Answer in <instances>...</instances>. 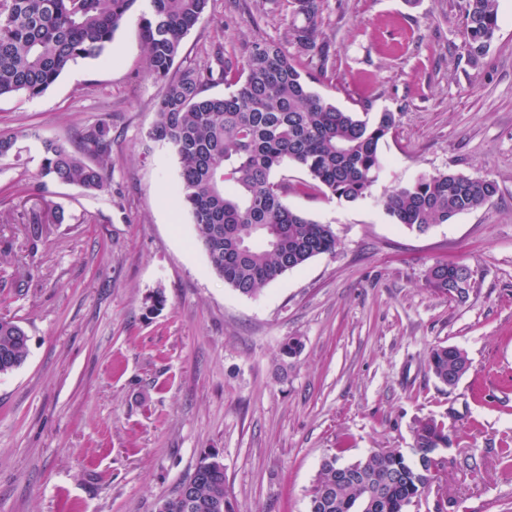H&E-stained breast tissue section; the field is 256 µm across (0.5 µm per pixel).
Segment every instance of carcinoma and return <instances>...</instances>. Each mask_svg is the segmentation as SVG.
Returning a JSON list of instances; mask_svg holds the SVG:
<instances>
[{"instance_id":"1","label":"carcinoma","mask_w":512,"mask_h":512,"mask_svg":"<svg viewBox=\"0 0 512 512\" xmlns=\"http://www.w3.org/2000/svg\"><path fill=\"white\" fill-rule=\"evenodd\" d=\"M137 0H0V97L42 95L80 59L100 55ZM208 0H150L139 17L146 74L165 92L149 131L180 163L178 195L191 216L198 240L214 273L244 296L290 270L336 248V235L290 209L283 197L288 180L275 179L293 165L308 177L307 187L336 200L356 203L372 196L384 167L380 144L396 124L388 110L347 112L315 93L283 46L251 43L246 73L224 96L204 94L205 86L227 77L223 52L211 66L174 70L182 40L204 16ZM319 0H292L288 39L299 54L329 61L330 45L318 30ZM497 0H466L467 52L483 57L498 24ZM38 176L104 193L112 160V126L106 121L83 128L67 146L42 141ZM497 192L494 182L460 172L422 175L393 187L380 199L394 224L425 232L477 210ZM42 214L28 217L32 246L41 238ZM472 275L461 264L437 263L426 282L436 292L455 296L459 280ZM28 356V336L19 322L0 317V374L20 367ZM470 362L460 349L436 346L429 371L442 384L458 382ZM414 456L398 448L372 451L350 464L325 459L313 490L326 491L314 512H408L432 485L440 482L448 447V429L433 419L417 422ZM215 456L204 458L168 498L169 512H182L179 501L189 488L191 512H224V465L200 476ZM378 491L371 504L366 491Z\"/></svg>"}]
</instances>
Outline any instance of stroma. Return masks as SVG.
Returning a JSON list of instances; mask_svg holds the SVG:
<instances>
[{"mask_svg":"<svg viewBox=\"0 0 512 512\" xmlns=\"http://www.w3.org/2000/svg\"><path fill=\"white\" fill-rule=\"evenodd\" d=\"M466 0H321L330 60L297 58L325 101L395 112L371 199L342 203L288 167L284 203L337 244L238 294L212 270L174 191L177 156L150 141L160 82L144 70L137 0L97 58L36 98H0V317L28 335L0 375V512H156L218 455L227 512H308L322 461L414 446L424 418L450 438L441 481L411 512H512V0L487 54L466 50ZM289 0H209L177 67L244 73L258 39L288 41ZM112 120L111 187L40 181L41 141ZM452 170L495 182L481 208L424 233L375 204ZM43 213L31 244L30 211ZM63 221H56V213ZM472 272L464 298L426 285L438 262ZM163 293V308L151 298ZM300 351L285 356L288 338ZM438 345L470 362L456 386L428 369Z\"/></svg>","mask_w":512,"mask_h":512,"instance_id":"35a3bbf8","label":"stroma"}]
</instances>
